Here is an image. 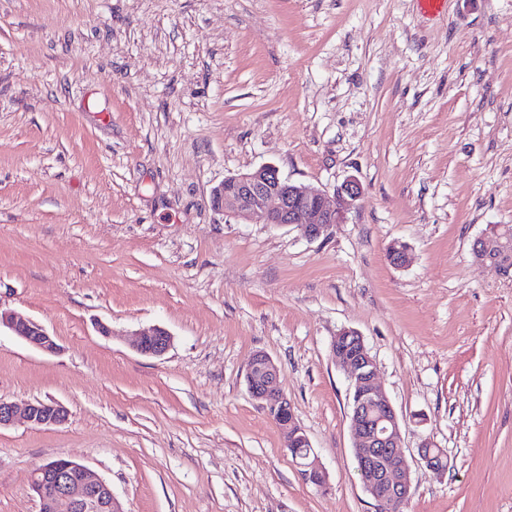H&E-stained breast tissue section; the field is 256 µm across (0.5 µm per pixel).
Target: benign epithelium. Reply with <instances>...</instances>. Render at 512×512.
<instances>
[{"label": "benign epithelium", "instance_id": "1", "mask_svg": "<svg viewBox=\"0 0 512 512\" xmlns=\"http://www.w3.org/2000/svg\"><path fill=\"white\" fill-rule=\"evenodd\" d=\"M361 197L362 187L355 178L337 185L334 201L330 202L325 191L293 183L269 163L224 178L213 191V204L237 218L261 217L268 224L294 226L311 239L319 237L332 224L345 223L346 215L356 208ZM501 228L500 224H492L474 240L471 254L477 264L488 266L485 252L494 244L503 245ZM387 256L396 268H404L409 262L408 248L402 244L390 246ZM2 327L43 352L57 350L56 342L40 323L13 311L0 309ZM338 335L349 340L350 347H333L330 356L353 383L352 451L362 484L375 500L388 506V512H403L410 498V482L397 475L403 464L401 425L388 396L376 382L377 363L363 336L350 328L341 329ZM171 342L170 333L155 326L137 334L136 350L144 356L161 357ZM277 374V366L267 354H254L246 372L249 392L281 427L304 480L322 486L326 473L309 461L311 445L295 423L288 397L275 387ZM20 417L37 427L59 426L67 422L69 412L54 401H36L20 408L0 398V428L14 424ZM419 454L429 469L445 470L444 452L433 441H423ZM29 485L39 499V512H60L62 505L65 512H123L112 487L83 463L69 457L58 456L35 470Z\"/></svg>", "mask_w": 512, "mask_h": 512}]
</instances>
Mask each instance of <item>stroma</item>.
I'll list each match as a JSON object with an SVG mask.
<instances>
[{"label": "stroma", "instance_id": "stroma-1", "mask_svg": "<svg viewBox=\"0 0 512 512\" xmlns=\"http://www.w3.org/2000/svg\"><path fill=\"white\" fill-rule=\"evenodd\" d=\"M267 163L363 196L315 239L213 209ZM492 224H512V0H0V307L59 346L0 331V398L69 410L0 429V512H38L28 478L60 455L124 512H386L329 356L343 328L400 420L406 512H512V276L471 255ZM155 325L159 358L134 346ZM258 351L327 488L250 396ZM136 336V350L140 354L149 357L163 356L172 342L170 333L160 326L140 331Z\"/></svg>", "mask_w": 512, "mask_h": 512}]
</instances>
